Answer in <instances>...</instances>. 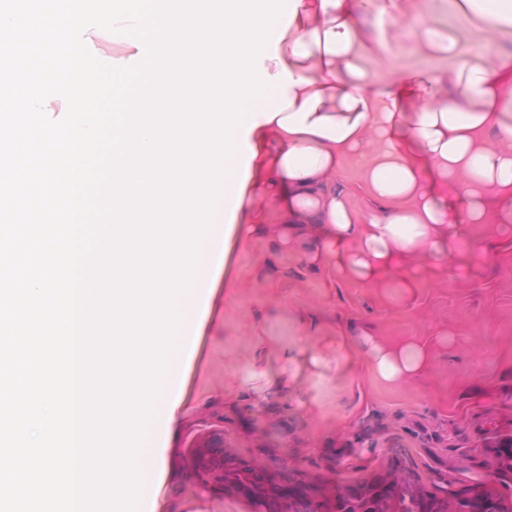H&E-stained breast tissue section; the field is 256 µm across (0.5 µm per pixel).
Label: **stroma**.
Wrapping results in <instances>:
<instances>
[{
    "label": "stroma",
    "instance_id": "35a3bbf8",
    "mask_svg": "<svg viewBox=\"0 0 512 512\" xmlns=\"http://www.w3.org/2000/svg\"><path fill=\"white\" fill-rule=\"evenodd\" d=\"M360 64L377 87L402 72L456 88L460 57L512 56V27L490 33L456 0H376L363 10ZM268 234L230 233L220 302L212 306L183 407L158 437L168 476L148 512H256L249 500L205 486L194 474L202 439L221 435L243 460L286 459L324 484L383 472L393 452L427 491L438 479H491L501 441L512 438V222L465 224L466 268L421 260L413 289L312 273L295 242L272 250ZM370 324L377 338L430 345L428 372L400 385L368 369L338 370V319Z\"/></svg>",
    "mask_w": 512,
    "mask_h": 512
}]
</instances>
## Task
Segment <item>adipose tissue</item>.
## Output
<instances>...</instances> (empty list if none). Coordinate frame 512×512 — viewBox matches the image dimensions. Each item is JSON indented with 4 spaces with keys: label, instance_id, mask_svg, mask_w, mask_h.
<instances>
[{
    "label": "adipose tissue",
    "instance_id": "adipose-tissue-1",
    "mask_svg": "<svg viewBox=\"0 0 512 512\" xmlns=\"http://www.w3.org/2000/svg\"><path fill=\"white\" fill-rule=\"evenodd\" d=\"M263 60L269 97L248 101L235 131L233 176L223 183L215 230L203 239L196 295L180 296L185 317L180 337L194 338L199 293L223 269L225 223L261 229L253 200L275 203L289 239L306 242L312 272L334 261L338 274L411 287L420 258L462 262L472 248L463 224L489 218L512 221V60L467 57L458 67L459 97L435 81L368 87L358 60L364 52L357 0H287ZM370 154L362 177L379 207L360 211L336 187L344 161ZM349 335L337 341L343 371L366 364L385 382L400 384L425 373L432 349L420 343L390 345L363 333L360 355ZM190 354L171 355V374L156 401L152 433L176 419Z\"/></svg>",
    "mask_w": 512,
    "mask_h": 512
}]
</instances>
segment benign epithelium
<instances>
[{
  "instance_id": "7a95c632",
  "label": "benign epithelium",
  "mask_w": 512,
  "mask_h": 512,
  "mask_svg": "<svg viewBox=\"0 0 512 512\" xmlns=\"http://www.w3.org/2000/svg\"><path fill=\"white\" fill-rule=\"evenodd\" d=\"M512 441L495 454L491 467L500 481L512 482ZM195 474L206 484L237 493L259 502L260 512H281L286 503L290 512H395L385 502H377L364 482L321 488L310 483L292 464L279 465L238 459L224 448V437L205 439L194 452ZM426 512H512V503L493 486L481 483L477 489L436 504Z\"/></svg>"
}]
</instances>
